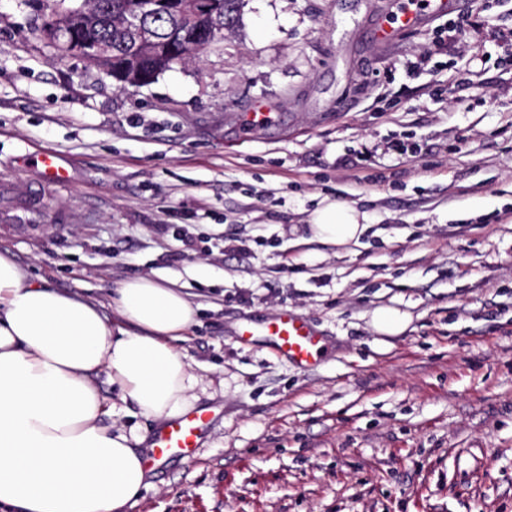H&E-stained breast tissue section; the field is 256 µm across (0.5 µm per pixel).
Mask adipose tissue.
<instances>
[{
    "label": "adipose tissue",
    "mask_w": 512,
    "mask_h": 512,
    "mask_svg": "<svg viewBox=\"0 0 512 512\" xmlns=\"http://www.w3.org/2000/svg\"><path fill=\"white\" fill-rule=\"evenodd\" d=\"M308 224L338 247L367 229L364 214L336 202ZM113 301L115 325L91 301L27 280L0 252V512H122L145 488L142 437L102 426L97 377L106 373L139 415H179L195 378L173 342L198 308L144 276L121 282Z\"/></svg>",
    "instance_id": "obj_1"
}]
</instances>
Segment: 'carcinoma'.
I'll return each mask as SVG.
<instances>
[{
	"label": "carcinoma",
	"mask_w": 512,
	"mask_h": 512,
	"mask_svg": "<svg viewBox=\"0 0 512 512\" xmlns=\"http://www.w3.org/2000/svg\"><path fill=\"white\" fill-rule=\"evenodd\" d=\"M40 2L45 6L46 12L42 14L38 31L60 55V44L64 42L66 32L63 24L79 15L78 8H62L55 0ZM123 2L124 0H85L86 13L93 24L84 30V34L109 43L115 62L135 60L147 73L156 69L165 72L199 53V50L192 49L187 56H182L184 48L178 41L184 21L191 16V0H182L179 10L145 18L142 30L148 34V39L143 42L138 41L135 32L125 27L122 19ZM243 4L244 0H219L215 16L199 18L195 20V24L202 28L217 27L222 30V34H230L238 26ZM164 41L174 46L175 55L157 63L151 57V47L157 42Z\"/></svg>",
	"instance_id": "cac0c4a2"
}]
</instances>
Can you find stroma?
Returning <instances> with one entry per match:
<instances>
[{
    "mask_svg": "<svg viewBox=\"0 0 512 512\" xmlns=\"http://www.w3.org/2000/svg\"><path fill=\"white\" fill-rule=\"evenodd\" d=\"M399 2L245 0L223 42L122 91L57 59L36 0H0V182L39 197L0 249L111 323L113 289L140 276L198 307L175 345L219 417L124 512H512V65L465 30L511 32L512 0H449L371 41ZM427 50L430 71L407 72ZM253 112L275 121L241 141ZM39 149L68 187L28 163ZM324 201L365 212L360 245L312 237ZM284 309L323 336L314 367L237 336ZM380 309L404 328L378 332ZM97 381L113 426L157 432ZM30 160L41 168L43 176L51 183L66 186L70 180L67 169L55 154L41 151L32 155Z\"/></svg>",
    "mask_w": 512,
    "mask_h": 512,
    "instance_id": "1",
    "label": "stroma"
}]
</instances>
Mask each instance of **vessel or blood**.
Listing matches in <instances>:
<instances>
[{
  "instance_id": "vessel-or-blood-1",
  "label": "vessel or blood",
  "mask_w": 512,
  "mask_h": 512,
  "mask_svg": "<svg viewBox=\"0 0 512 512\" xmlns=\"http://www.w3.org/2000/svg\"><path fill=\"white\" fill-rule=\"evenodd\" d=\"M425 6L426 9L422 12L409 8L400 10L395 21L374 28L370 33L371 38L390 39L397 31L415 26L423 14L435 15L443 12L446 0H426ZM31 160L40 167L48 181L58 186L67 185L69 173L55 154L41 151L32 155ZM239 333L243 336L267 337L278 356L303 367L317 364L324 355L323 338L307 320L286 309L268 323L241 326ZM216 417L214 409L200 407L171 420L152 437L151 458L156 461L170 458L192 460Z\"/></svg>"
}]
</instances>
